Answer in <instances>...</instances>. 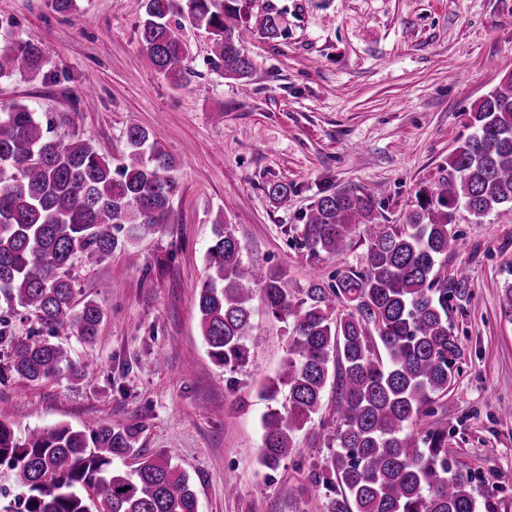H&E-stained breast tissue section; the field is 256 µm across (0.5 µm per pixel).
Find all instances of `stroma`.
<instances>
[{"mask_svg":"<svg viewBox=\"0 0 512 512\" xmlns=\"http://www.w3.org/2000/svg\"><path fill=\"white\" fill-rule=\"evenodd\" d=\"M274 4L284 37H251L248 84L223 77L212 39L181 15L169 19L185 51V78L172 84L140 42V0H78L80 22L47 0H0V49L17 39L44 46L34 78L0 81V112L37 109L52 135L92 140L119 163L126 131L152 132L175 159L178 190L169 224L117 248L100 265L74 263L78 299L104 310L87 343L59 331L73 370L41 383L0 384V418L17 437L35 427L105 419L140 429L138 445L192 478L199 512H326L311 472L330 450L323 424L336 418V387L294 436L296 453L261 467L262 420L285 409L264 389L287 355L280 320L256 309L248 363L229 371L208 355L195 306L214 223L239 240L245 263L278 267L293 291L361 269L367 250L309 258L296 242L301 216L336 191L376 193L379 221L404 223L417 193L448 176V158L471 133L468 114L499 83L512 55V0H239L241 15ZM285 182L282 200L268 187ZM462 248L445 271L466 266L468 300L450 321L461 355L438 412L420 430L448 433L450 456L471 468L475 496L491 512H512V321L502 312L512 285V213L477 219L455 213ZM234 478L235 495L224 482Z\"/></svg>","mask_w":512,"mask_h":512,"instance_id":"obj_1","label":"stroma"}]
</instances>
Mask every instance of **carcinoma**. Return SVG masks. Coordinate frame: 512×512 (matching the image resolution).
<instances>
[{
  "mask_svg": "<svg viewBox=\"0 0 512 512\" xmlns=\"http://www.w3.org/2000/svg\"><path fill=\"white\" fill-rule=\"evenodd\" d=\"M141 42L156 70L178 83L183 47L168 25L180 12L213 35L226 78L247 82V38L282 36V12L269 4L240 20L237 0H142ZM46 50L17 40L0 50V80L39 74ZM472 134L448 162V178L425 191L406 223L375 222L377 199L337 191L301 217L299 244L311 257L337 256L355 238L367 241L361 271H338L312 282L298 298L286 274L246 265L233 234L218 223L206 252L207 274L196 307L208 355L234 370L249 359L255 289L288 329L280 372L268 399L288 388V413L263 418L259 463L277 469L295 452L294 433L318 414L327 383L336 385V424L325 440L332 454L313 472L327 512H478L472 471L448 458V432L414 431L448 395L460 355L450 302L470 288L463 268L441 270L459 236L455 211L483 218L512 211V61L499 85L470 112ZM129 151L116 166L87 139H59L35 110L16 103L0 112V305L38 317L47 334L11 340L0 379L49 380L70 366L50 341L60 329L85 342L98 334L104 311L76 300L74 260L94 266L118 246L170 223L177 192L175 161L149 131L126 132ZM136 425L59 423L19 440L0 420V466L18 490L17 512H199L190 476L137 448ZM135 456L130 471L117 458Z\"/></svg>",
  "mask_w": 512,
  "mask_h": 512,
  "instance_id": "cac0c4a2",
  "label": "carcinoma"
}]
</instances>
